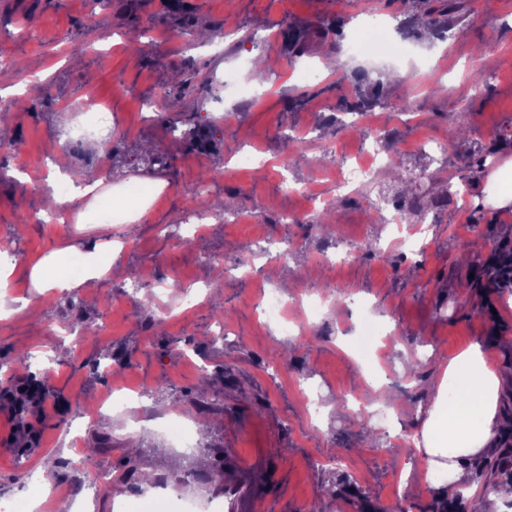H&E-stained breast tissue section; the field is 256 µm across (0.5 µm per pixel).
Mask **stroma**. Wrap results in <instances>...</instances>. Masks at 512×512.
Segmentation results:
<instances>
[{"instance_id": "35a3bbf8", "label": "stroma", "mask_w": 512, "mask_h": 512, "mask_svg": "<svg viewBox=\"0 0 512 512\" xmlns=\"http://www.w3.org/2000/svg\"><path fill=\"white\" fill-rule=\"evenodd\" d=\"M442 0H0V48L15 66L0 73V120L15 145L0 149V244L13 253L11 286L0 297V501L36 512V484L76 487L84 471L64 468L75 453L112 483L135 491L143 474L179 483L194 472L243 463L263 497L264 512H446L447 490L417 497L422 466L414 437L431 403L443 363L473 344L496 348L498 367H512V287H504L497 254L512 241V210L482 203L486 174L512 155V7L504 0H459L455 39L411 37L407 59L373 64L351 56L349 42L369 15L385 18L436 12ZM346 16L342 28L331 21ZM225 31L223 52L202 42L187 46L188 30ZM138 41L142 51L128 49ZM490 53L477 57L478 48ZM480 61L482 78L468 70ZM315 65L318 78L304 74ZM45 73L38 96L14 97L9 86ZM382 80L364 112L353 104L370 94L354 73ZM245 84L254 99L240 103L231 86ZM107 99L115 117L110 144L85 139L81 151L64 147V131L88 101ZM194 133L196 144L173 139L169 125ZM466 136L447 140L448 127ZM381 137L401 167L433 173L409 183L383 170L374 185L336 196V167L360 150L368 133ZM332 146L315 171L294 164L317 148L303 136ZM428 136L447 140L442 161L420 152ZM167 154L168 165L147 170L146 148ZM264 158L262 168L245 161ZM72 178L123 186L163 182L162 196L135 222L44 224L50 209L46 169ZM218 167L214 197L234 196L237 210L258 223H236L214 211L200 224L179 218L193 202L205 169ZM337 205L329 226L314 223L305 188ZM438 197L419 223L423 252L388 250L377 197ZM120 230L127 242L117 264L126 279L103 276L68 294L31 283L33 264L61 246L86 252ZM260 238L247 269L244 244ZM350 250L336 268L321 256ZM327 295L321 322L303 335L261 323L267 294H280L296 322L308 291ZM162 293L163 307L149 306ZM196 296L180 307L182 294ZM40 308L33 333L21 300ZM227 313L228 336L215 342L213 302ZM395 335L365 337L363 308ZM75 326L64 341L51 328ZM95 328L82 332V324ZM208 372L209 384L200 381ZM380 373L393 395L392 422L361 425L355 405L379 394L364 380ZM411 375V389L397 385ZM314 379L325 398L321 419L306 411L296 382ZM50 393L25 414L44 447L16 456L25 440L15 422V396L32 380ZM147 391L137 434L128 411L107 413L74 433L72 415L94 407L115 384ZM192 431V447L165 434L174 409ZM344 467H336V460Z\"/></svg>"}]
</instances>
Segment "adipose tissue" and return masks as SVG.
I'll list each match as a JSON object with an SVG mask.
<instances>
[{"mask_svg":"<svg viewBox=\"0 0 512 512\" xmlns=\"http://www.w3.org/2000/svg\"><path fill=\"white\" fill-rule=\"evenodd\" d=\"M111 251V244H95L74 272L64 267L67 250L53 251L33 267V283L62 291L83 287L111 270ZM503 384V373L488 364L481 345L467 346L447 362L416 443L429 488L459 489L472 500L470 512H489L473 495V468L494 455L499 433L512 427L499 409Z\"/></svg>","mask_w":512,"mask_h":512,"instance_id":"obj_1","label":"adipose tissue"}]
</instances>
